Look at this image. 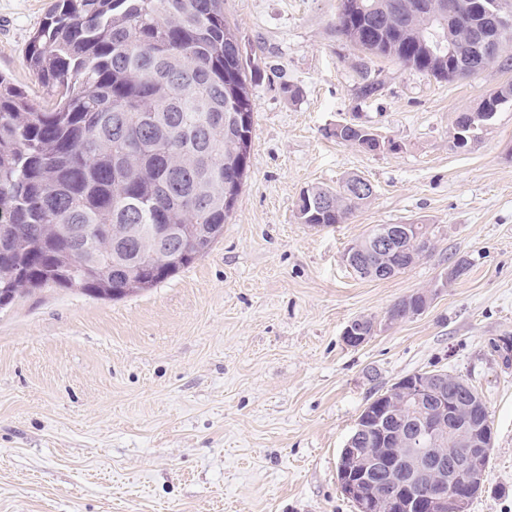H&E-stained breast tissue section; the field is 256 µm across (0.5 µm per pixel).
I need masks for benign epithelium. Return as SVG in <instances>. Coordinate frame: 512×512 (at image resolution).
Returning <instances> with one entry per match:
<instances>
[{"label": "benign epithelium", "instance_id": "benign-epithelium-1", "mask_svg": "<svg viewBox=\"0 0 512 512\" xmlns=\"http://www.w3.org/2000/svg\"><path fill=\"white\" fill-rule=\"evenodd\" d=\"M512 32V16L489 8L478 40L485 52L483 62L492 60L491 50ZM419 232L415 224H381L367 238L375 252H391L401 238ZM167 239L180 242L171 253L162 249ZM191 238L180 224H165L155 239L143 243L142 252L153 260L175 263L190 251ZM378 331L371 318L350 322L343 333L351 347L367 342ZM459 421L448 426V372L436 370L405 377L371 403L366 412L378 423L357 426L348 438L343 456L350 465L340 468L341 492L358 512H468L471 499L484 487L488 469L482 457L492 448L489 421L483 418L484 403L475 393L456 402ZM402 412L397 432L385 429L393 409ZM452 433L460 444L441 448Z\"/></svg>", "mask_w": 512, "mask_h": 512}]
</instances>
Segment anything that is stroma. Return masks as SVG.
Returning a JSON list of instances; mask_svg holds the SVG:
<instances>
[{
    "instance_id": "obj_1",
    "label": "stroma",
    "mask_w": 512,
    "mask_h": 512,
    "mask_svg": "<svg viewBox=\"0 0 512 512\" xmlns=\"http://www.w3.org/2000/svg\"><path fill=\"white\" fill-rule=\"evenodd\" d=\"M53 0H0V74L45 103L25 54ZM338 0H224L251 62L250 168L224 233L175 276L119 300L39 288L0 309V512H357L342 448L403 377L445 370L484 395L488 480L469 512H512V101L454 146L463 112L512 82L501 61L438 80L378 58L359 99ZM296 96L283 92V85ZM393 148L339 142L338 124ZM351 175L374 195L343 224L301 223L302 191ZM376 224H427L435 248L363 279L342 261ZM465 275L442 277L457 258ZM421 314L363 345L350 321Z\"/></svg>"
}]
</instances>
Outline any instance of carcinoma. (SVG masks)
I'll return each mask as SVG.
<instances>
[{
	"label": "carcinoma",
	"mask_w": 512,
	"mask_h": 512,
	"mask_svg": "<svg viewBox=\"0 0 512 512\" xmlns=\"http://www.w3.org/2000/svg\"><path fill=\"white\" fill-rule=\"evenodd\" d=\"M336 32L361 54L357 97L382 82L368 65L390 58L436 79L479 70L470 24L408 6L409 0H342ZM26 62L50 101L37 106L0 76V300L36 287L101 289L117 300L133 270L113 262L117 224H186L205 254L223 234L249 168L251 88L260 71L244 63L224 0H57L30 36ZM342 143L375 151L368 129L346 124ZM362 177L300 196L304 224H343L373 192ZM370 258L352 266L383 280ZM412 294L391 312L410 317Z\"/></svg>",
	"instance_id": "carcinoma-1"
}]
</instances>
